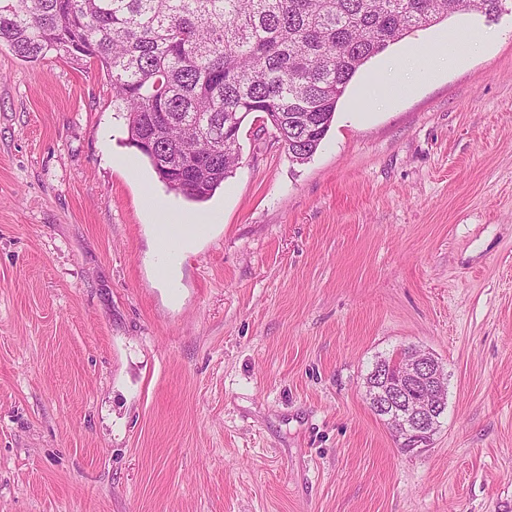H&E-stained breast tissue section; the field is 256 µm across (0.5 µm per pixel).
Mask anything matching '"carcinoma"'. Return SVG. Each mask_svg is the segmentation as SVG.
<instances>
[{"label": "carcinoma", "mask_w": 512, "mask_h": 512, "mask_svg": "<svg viewBox=\"0 0 512 512\" xmlns=\"http://www.w3.org/2000/svg\"><path fill=\"white\" fill-rule=\"evenodd\" d=\"M508 0H0V43L27 62L55 51L99 65L129 144L170 190L208 199L232 176L248 115L278 121L292 160L316 153L369 59L451 12L494 15ZM391 358L365 380L375 406Z\"/></svg>", "instance_id": "obj_1"}]
</instances>
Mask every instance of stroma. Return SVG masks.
Segmentation results:
<instances>
[{
	"instance_id": "stroma-1",
	"label": "stroma",
	"mask_w": 512,
	"mask_h": 512,
	"mask_svg": "<svg viewBox=\"0 0 512 512\" xmlns=\"http://www.w3.org/2000/svg\"><path fill=\"white\" fill-rule=\"evenodd\" d=\"M390 99L369 61L292 163L261 114L211 199L128 145L96 64L0 44V512H512V11ZM154 191L213 214L160 276ZM448 374L431 444L370 409L377 357Z\"/></svg>"
}]
</instances>
